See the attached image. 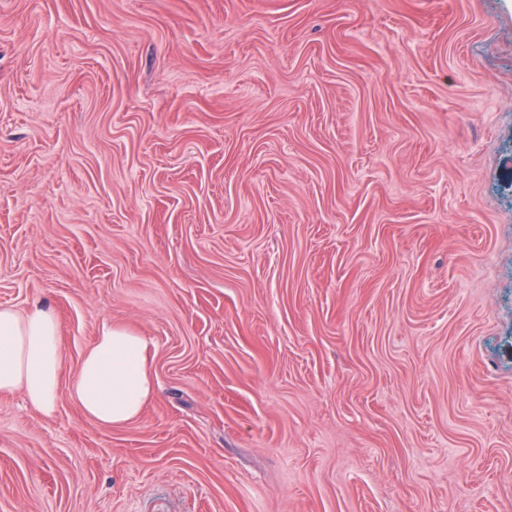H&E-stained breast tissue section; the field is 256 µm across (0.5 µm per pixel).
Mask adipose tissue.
Masks as SVG:
<instances>
[{"instance_id":"obj_1","label":"adipose tissue","mask_w":512,"mask_h":512,"mask_svg":"<svg viewBox=\"0 0 512 512\" xmlns=\"http://www.w3.org/2000/svg\"><path fill=\"white\" fill-rule=\"evenodd\" d=\"M151 345L131 329L102 323L70 383L72 400L95 422L119 427L136 419L154 395ZM62 369L55 313L0 307V393H21L44 415L54 414Z\"/></svg>"}]
</instances>
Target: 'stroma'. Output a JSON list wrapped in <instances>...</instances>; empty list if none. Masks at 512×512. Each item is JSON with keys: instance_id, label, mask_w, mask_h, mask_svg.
I'll use <instances>...</instances> for the list:
<instances>
[{"instance_id": "stroma-1", "label": "stroma", "mask_w": 512, "mask_h": 512, "mask_svg": "<svg viewBox=\"0 0 512 512\" xmlns=\"http://www.w3.org/2000/svg\"><path fill=\"white\" fill-rule=\"evenodd\" d=\"M0 306V512H512V0H0ZM62 369L60 326L50 309L0 307V393H21L46 416L56 411ZM150 350L145 336L103 322L70 383V397L101 425L119 427L131 422L154 395Z\"/></svg>"}]
</instances>
